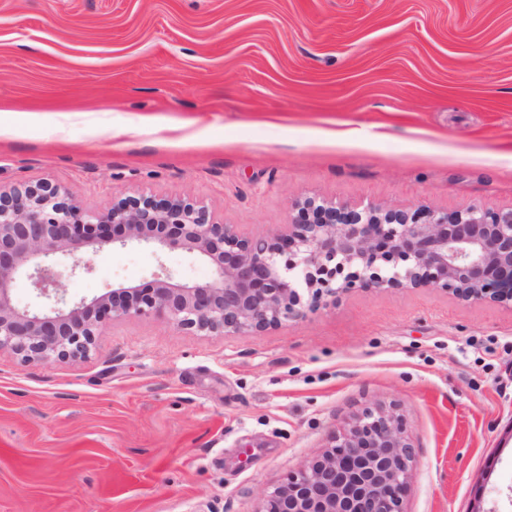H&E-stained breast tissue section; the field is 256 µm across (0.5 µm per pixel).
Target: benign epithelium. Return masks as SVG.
Wrapping results in <instances>:
<instances>
[{
    "label": "benign epithelium",
    "mask_w": 512,
    "mask_h": 512,
    "mask_svg": "<svg viewBox=\"0 0 512 512\" xmlns=\"http://www.w3.org/2000/svg\"><path fill=\"white\" fill-rule=\"evenodd\" d=\"M294 210L280 230L252 236L183 199L141 195L90 212L59 186L0 189V353L25 362L84 358L110 319L153 316L190 333H258L371 288L512 302V208L448 213L308 199ZM133 241L184 249L208 262L213 278L188 285L159 261L146 285L66 304L57 256L71 255L72 271H88L86 254ZM19 276L53 305L15 303ZM414 463L396 406H367L267 493L260 512H404Z\"/></svg>",
    "instance_id": "1"
}]
</instances>
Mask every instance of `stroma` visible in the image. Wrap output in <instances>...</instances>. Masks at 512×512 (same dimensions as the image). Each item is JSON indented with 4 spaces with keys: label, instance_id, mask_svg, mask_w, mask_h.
<instances>
[{
    "label": "stroma",
    "instance_id": "obj_1",
    "mask_svg": "<svg viewBox=\"0 0 512 512\" xmlns=\"http://www.w3.org/2000/svg\"><path fill=\"white\" fill-rule=\"evenodd\" d=\"M203 202L248 235L320 197L512 207V0H0V187ZM68 299L213 269L91 257ZM416 446L405 512H512V304L358 290L279 328L105 321L0 353V512H260L359 408Z\"/></svg>",
    "mask_w": 512,
    "mask_h": 512
}]
</instances>
